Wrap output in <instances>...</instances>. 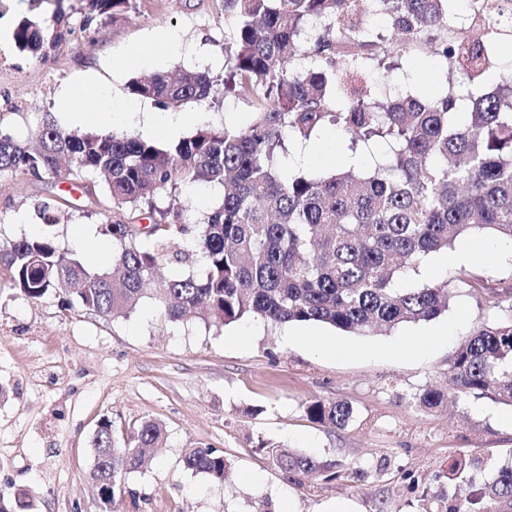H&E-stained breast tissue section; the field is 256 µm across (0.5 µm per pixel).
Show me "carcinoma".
<instances>
[{
  "label": "carcinoma",
  "mask_w": 512,
  "mask_h": 512,
  "mask_svg": "<svg viewBox=\"0 0 512 512\" xmlns=\"http://www.w3.org/2000/svg\"><path fill=\"white\" fill-rule=\"evenodd\" d=\"M229 39L224 76L177 68L133 77L130 95L164 109L202 101L214 86L247 101L244 128L203 125L191 136L158 144L139 136L91 128L69 132L44 118L27 140L0 127V178L65 177L86 193L100 186L112 209L104 232L112 261L93 265L62 249L51 228L69 214L55 200L37 213L49 227L40 237L0 238V295L40 299L62 289L66 306L108 316L128 315L150 299L168 322L194 315L228 325L246 317L273 324L318 322L350 334L379 326L430 321L448 310V283L397 287L433 253L477 233L512 238V70L493 90L462 96L447 89L434 98L408 95L383 103L364 95L366 73L394 67L378 52L382 35L363 19L360 0H221ZM386 17L390 55L414 60L430 53L445 71L469 80L497 62L502 37L512 43V0H472L467 23L457 25L451 0H377ZM132 0H90L87 29L101 16L117 19ZM326 21L308 49L298 39L306 22ZM50 40L25 18L12 39L39 54ZM352 136V146L384 148L382 160L360 168L305 170L286 146L306 144L327 126ZM222 192L220 204L195 214L177 203L182 189ZM146 225L133 223L136 212ZM164 263L183 267L164 277ZM497 319L480 322L448 362L459 398L488 395L512 407V287L487 288ZM433 409L442 395L430 388L409 397ZM307 417L343 429L354 420L345 401L313 400ZM164 437L146 420L118 446L112 422H99L92 440L90 478L105 512L126 474L141 466L142 449ZM272 463L303 482L336 474L343 463L268 446ZM187 468L224 481L229 461L195 449ZM448 512H512V466Z\"/></svg>",
  "instance_id": "1"
}]
</instances>
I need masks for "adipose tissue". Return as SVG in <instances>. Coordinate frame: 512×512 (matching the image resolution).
Wrapping results in <instances>:
<instances>
[{"label":"adipose tissue","instance_id":"obj_1","mask_svg":"<svg viewBox=\"0 0 512 512\" xmlns=\"http://www.w3.org/2000/svg\"><path fill=\"white\" fill-rule=\"evenodd\" d=\"M181 42L182 38L177 30L158 29L150 35L148 47H132L124 56L116 58L112 67L121 70L168 56L180 47ZM61 97L73 122L88 124L103 130L138 125L152 137L169 139L177 137L187 124L202 120L201 115L197 113L177 114L163 110L146 112L135 100L127 101L120 106L114 105L109 84L94 76L67 85Z\"/></svg>","mask_w":512,"mask_h":512}]
</instances>
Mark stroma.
I'll return each instance as SVG.
<instances>
[{
    "label": "stroma",
    "mask_w": 512,
    "mask_h": 512,
    "mask_svg": "<svg viewBox=\"0 0 512 512\" xmlns=\"http://www.w3.org/2000/svg\"><path fill=\"white\" fill-rule=\"evenodd\" d=\"M87 0H0V124L18 137L51 115L75 130L61 103L63 88L84 76L110 83L115 102L129 100L131 67L112 74L110 63L160 28L179 30L192 54L161 59L163 72L224 69L229 28L221 0H137L118 20L83 28ZM25 17L59 21L73 34L38 55L16 49L12 32ZM437 57L405 64L399 80L371 71L370 99L437 96L460 76L442 79ZM210 124L226 118L247 124L250 104L215 87L203 101L181 104ZM67 199L77 210L53 233L60 248L77 249L79 232L97 237L105 221L102 197L85 195L65 178L0 180V235L26 236L38 223L35 207ZM451 264L432 254L435 280L447 281V312L366 335L314 323L271 325L244 319L216 326L191 317L164 322L152 301L131 315L102 317L68 307L50 294L30 301L0 297V494L21 498L22 512H103L89 475L91 438L101 419L124 441L147 419L163 423L165 438L149 449L144 466L127 474L112 512H434L437 504L465 507L467 487L449 481L450 466L476 460L479 483L512 465V407L487 396L449 400L422 411L408 402L432 385L448 386V360L470 329L496 317L473 281L488 288L512 285V240L489 234L461 239ZM341 341L330 356L313 349L308 332ZM408 352L397 353L400 342ZM343 400L355 410L345 429L310 420L305 403ZM277 442L359 466L358 478L314 479L298 485L275 467L261 444ZM194 449H214L231 464L221 483L187 469Z\"/></svg>",
    "instance_id": "obj_1"
}]
</instances>
